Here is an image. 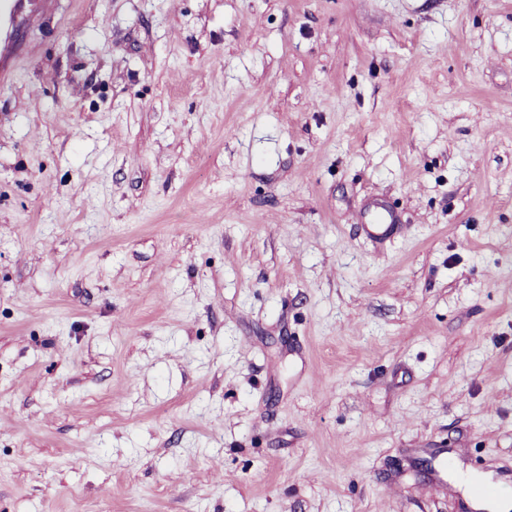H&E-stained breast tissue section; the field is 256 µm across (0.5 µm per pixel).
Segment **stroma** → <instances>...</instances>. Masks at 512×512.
Segmentation results:
<instances>
[{"label": "stroma", "instance_id": "obj_1", "mask_svg": "<svg viewBox=\"0 0 512 512\" xmlns=\"http://www.w3.org/2000/svg\"><path fill=\"white\" fill-rule=\"evenodd\" d=\"M13 40L0 512H471L439 448L512 485V0H35ZM361 219L368 235L378 240L393 236L400 225L395 212L381 202L373 203L370 210L363 212Z\"/></svg>", "mask_w": 512, "mask_h": 512}]
</instances>
